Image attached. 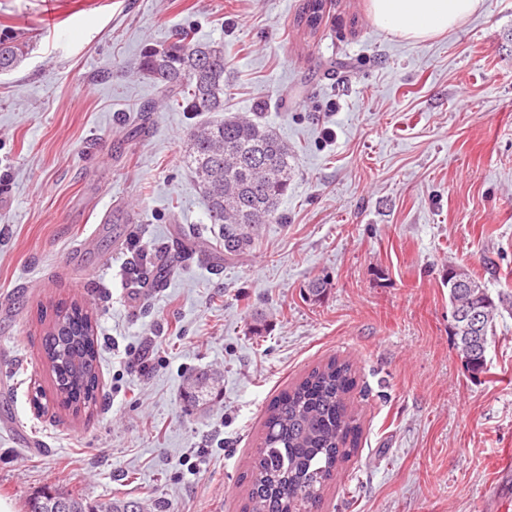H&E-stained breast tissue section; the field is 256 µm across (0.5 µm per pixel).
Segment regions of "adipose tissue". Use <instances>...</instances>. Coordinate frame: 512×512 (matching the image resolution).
<instances>
[{
	"label": "adipose tissue",
	"mask_w": 512,
	"mask_h": 512,
	"mask_svg": "<svg viewBox=\"0 0 512 512\" xmlns=\"http://www.w3.org/2000/svg\"><path fill=\"white\" fill-rule=\"evenodd\" d=\"M484 0H371L382 28L411 42H422L455 29L477 13Z\"/></svg>",
	"instance_id": "adipose-tissue-1"
}]
</instances>
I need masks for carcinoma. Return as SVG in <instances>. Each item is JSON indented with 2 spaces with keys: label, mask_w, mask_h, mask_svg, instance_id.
I'll return each mask as SVG.
<instances>
[{
  "label": "carcinoma",
  "mask_w": 512,
  "mask_h": 512,
  "mask_svg": "<svg viewBox=\"0 0 512 512\" xmlns=\"http://www.w3.org/2000/svg\"><path fill=\"white\" fill-rule=\"evenodd\" d=\"M323 0H308L303 15L315 27ZM30 40L0 31V72L16 69L29 54ZM224 45L201 43L176 28L161 48L144 49L140 71L184 112H208L213 119L194 128L188 140L187 166L207 202L212 224L223 225L224 257L240 255L255 243L263 224L281 221L279 205L288 193L291 150L259 120L224 114ZM457 269L448 268L451 311L477 309L484 336L494 335L504 308L484 285L470 292L456 285ZM42 358L54 377L56 402L75 412L96 402L99 347L96 324L77 301L57 307L42 343ZM219 378L201 372L183 392L189 409L208 404ZM357 385L350 362L331 358L278 395L266 410L263 432L245 479L244 512H314L338 467L358 447L361 423L349 410ZM26 512H145L132 500L88 504L78 496L45 487L26 501Z\"/></svg>",
  "instance_id": "1"
}]
</instances>
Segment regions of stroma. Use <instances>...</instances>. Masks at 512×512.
Listing matches in <instances>:
<instances>
[{"label":"stroma","instance_id":"35a3bbf8","mask_svg":"<svg viewBox=\"0 0 512 512\" xmlns=\"http://www.w3.org/2000/svg\"><path fill=\"white\" fill-rule=\"evenodd\" d=\"M305 2L0 0V29L32 44L0 73V499L15 512L47 486L241 512L266 407L333 356L356 371L362 434L318 512H512V312L471 378L447 284L453 265L512 294V0L419 43L381 29L370 0H327L309 31ZM177 27L223 43L225 110L292 151L284 223L214 263L200 253L223 228L185 165L205 118L137 69ZM187 238L197 252L165 288H138ZM72 300L100 352L98 400L76 414L41 354ZM199 370L221 394L188 412Z\"/></svg>","mask_w":512,"mask_h":512}]
</instances>
